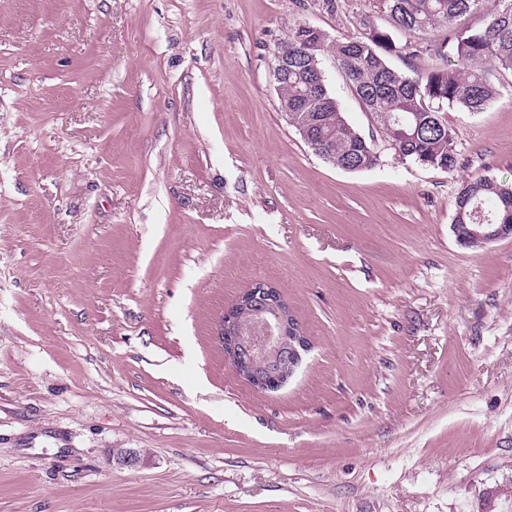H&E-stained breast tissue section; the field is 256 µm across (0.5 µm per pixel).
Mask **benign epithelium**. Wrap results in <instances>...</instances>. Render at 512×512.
<instances>
[{
    "label": "benign epithelium",
    "mask_w": 512,
    "mask_h": 512,
    "mask_svg": "<svg viewBox=\"0 0 512 512\" xmlns=\"http://www.w3.org/2000/svg\"><path fill=\"white\" fill-rule=\"evenodd\" d=\"M457 237H473L487 243L512 236L511 224H454ZM250 314L247 322L233 318L236 308ZM292 315L278 288L259 281L242 291L225 310L221 321L220 338L224 356L238 373L256 390L269 391L272 371L300 355L298 347H307L305 336L294 338V345L286 347L285 330L291 325ZM112 462L120 467H134L140 462V453L132 448H115Z\"/></svg>",
    "instance_id": "7a95c632"
}]
</instances>
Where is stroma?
<instances>
[{"label": "stroma", "instance_id": "35a3bbf8", "mask_svg": "<svg viewBox=\"0 0 512 512\" xmlns=\"http://www.w3.org/2000/svg\"><path fill=\"white\" fill-rule=\"evenodd\" d=\"M390 26L387 0H0V512H512V74L445 108L454 170L347 172L282 113L274 52ZM277 286L309 342L262 394L224 307ZM133 448L136 467L111 462ZM510 208V211H508ZM512 183L481 176L463 182L456 199L453 232L490 243L512 236Z\"/></svg>", "mask_w": 512, "mask_h": 512}]
</instances>
